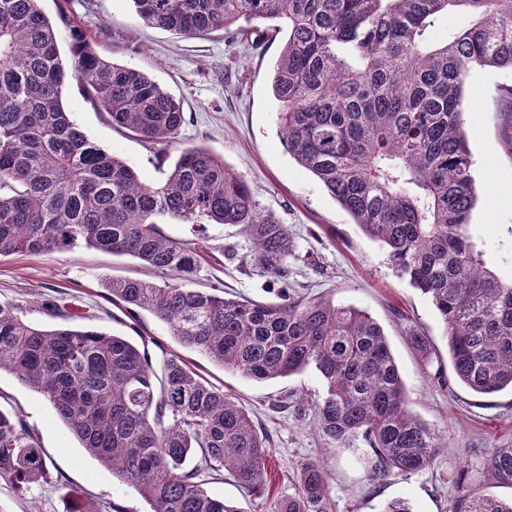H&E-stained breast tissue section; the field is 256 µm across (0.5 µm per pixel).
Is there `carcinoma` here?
I'll return each mask as SVG.
<instances>
[{"label":"carcinoma","instance_id":"cac0c4a2","mask_svg":"<svg viewBox=\"0 0 512 512\" xmlns=\"http://www.w3.org/2000/svg\"><path fill=\"white\" fill-rule=\"evenodd\" d=\"M142 20L192 38L229 40L267 22L284 34L272 92L283 140L401 275L427 295L448 335L459 383L478 395L512 390V283L484 266L469 232L477 193L463 131L464 87L476 67L512 68V0H132ZM468 23L441 41L443 14ZM76 79L112 125L168 145L181 101L144 73L102 58L78 24L68 59L41 0H0V256L85 245L138 259L179 284L114 278L112 303L152 313L180 347L255 380L312 367L324 394L312 407L333 444L362 439L371 479L430 468L441 447L408 408L381 326L365 312L297 293L291 228L245 179L202 147L182 149L166 179L141 181L90 141L66 112ZM497 112L512 128V87ZM226 224L278 285L274 301L186 287L197 243L161 224ZM42 394L82 448L149 502L151 512H241L205 485L223 472L247 492L268 491L271 448L246 409L177 352L155 368L122 336L44 329L0 303V370ZM486 471L512 484V448H492ZM35 435L0 410V477L19 489L46 477ZM280 512H329L326 475L307 463ZM455 512H512V500L465 495Z\"/></svg>","mask_w":512,"mask_h":512}]
</instances>
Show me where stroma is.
Segmentation results:
<instances>
[{"instance_id":"obj_1","label":"stroma","mask_w":512,"mask_h":512,"mask_svg":"<svg viewBox=\"0 0 512 512\" xmlns=\"http://www.w3.org/2000/svg\"><path fill=\"white\" fill-rule=\"evenodd\" d=\"M69 42L70 22L93 36L97 52L116 64L139 69L180 99L185 123L171 146L144 142L114 128L76 81L63 88L67 112L82 132L107 152L124 158L147 183L164 179L181 150L199 146L244 177L254 196L292 229L297 288L311 299L366 311L384 330L405 383L410 410L440 434L442 446L433 466L368 478L362 443L333 446L316 429L310 407L324 385L314 370L286 378L255 381L224 370L204 355L185 351L192 369L235 398L265 433L272 449L269 494H248L230 477L210 481L208 491L240 512H277L297 492L302 464L313 461L327 474L331 512H383L394 499L410 502L414 512H453L465 494L512 499V486L492 480L483 470L488 450L512 447V392L477 395L455 378L448 360V338L431 302L391 265L386 250L369 239L321 182L289 154L280 133L279 104L271 78L280 41L228 44L223 33L185 38L146 25L132 0H42ZM512 85V70L471 72L465 96L469 110L464 131L473 161L478 203L471 233L487 265L512 281V149L504 142L494 110L499 86ZM165 236L207 245L193 288H223L225 296L262 298L267 276L241 271L225 249L246 254L248 242L237 228L207 224H165ZM137 259L86 246L69 252H19L0 257V303L19 307L22 316L47 329L62 326L57 303H66L76 324L130 338L160 363L178 345L168 325L149 313L130 319L113 305L103 287L115 277H148ZM426 336L429 354L415 351L410 332ZM0 409L23 415L37 434L48 474L26 491L0 478V512H68L82 502L108 512H150L149 503L130 485L88 455L50 402L10 371H0Z\"/></svg>"}]
</instances>
